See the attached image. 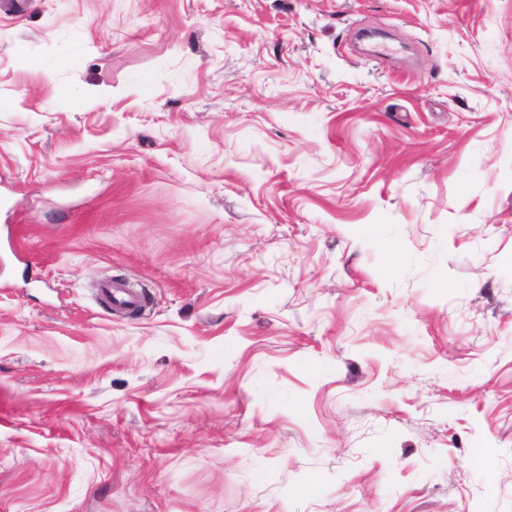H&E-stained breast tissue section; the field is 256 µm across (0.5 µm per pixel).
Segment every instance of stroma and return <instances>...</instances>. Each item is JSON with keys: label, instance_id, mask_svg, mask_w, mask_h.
Instances as JSON below:
<instances>
[{"label": "stroma", "instance_id": "1", "mask_svg": "<svg viewBox=\"0 0 512 512\" xmlns=\"http://www.w3.org/2000/svg\"><path fill=\"white\" fill-rule=\"evenodd\" d=\"M511 255L512 0L0 10V512H512Z\"/></svg>", "mask_w": 512, "mask_h": 512}]
</instances>
